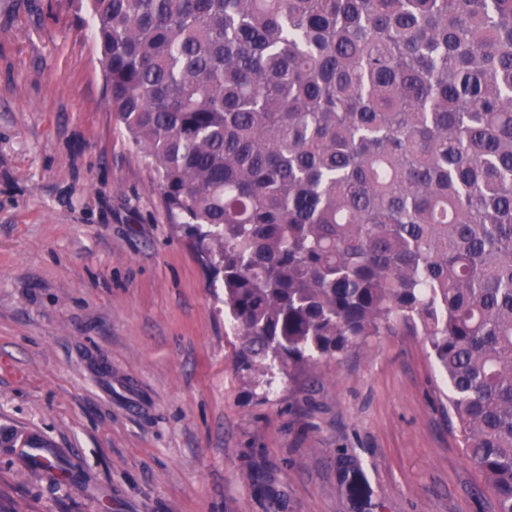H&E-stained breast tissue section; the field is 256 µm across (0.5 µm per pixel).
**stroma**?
<instances>
[{"label":"stroma","mask_w":512,"mask_h":512,"mask_svg":"<svg viewBox=\"0 0 512 512\" xmlns=\"http://www.w3.org/2000/svg\"><path fill=\"white\" fill-rule=\"evenodd\" d=\"M93 28L0 0V512H360L347 459L382 512H497L403 325L254 394Z\"/></svg>","instance_id":"35a3bbf8"}]
</instances>
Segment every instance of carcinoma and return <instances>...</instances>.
I'll return each mask as SVG.
<instances>
[{
    "mask_svg": "<svg viewBox=\"0 0 512 512\" xmlns=\"http://www.w3.org/2000/svg\"><path fill=\"white\" fill-rule=\"evenodd\" d=\"M108 106L259 395L401 323L512 512V0H89Z\"/></svg>",
    "mask_w": 512,
    "mask_h": 512,
    "instance_id": "1",
    "label": "carcinoma"
}]
</instances>
